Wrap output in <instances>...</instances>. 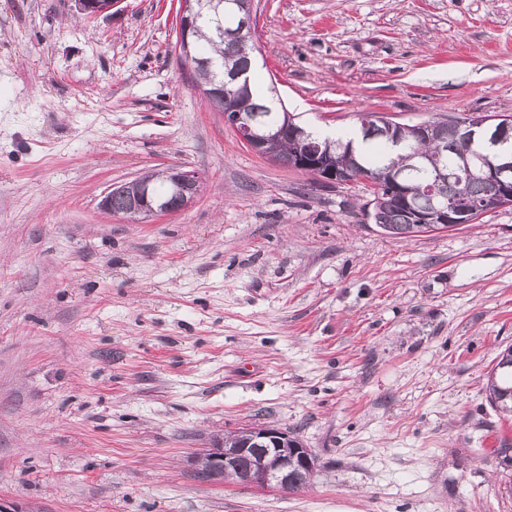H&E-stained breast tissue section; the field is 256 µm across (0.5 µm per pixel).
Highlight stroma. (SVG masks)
Segmentation results:
<instances>
[{
	"mask_svg": "<svg viewBox=\"0 0 512 512\" xmlns=\"http://www.w3.org/2000/svg\"><path fill=\"white\" fill-rule=\"evenodd\" d=\"M178 0H0V503L15 512H512V206L398 238L259 157L176 47ZM255 82L343 132L512 116V0H254ZM184 210H103L151 170ZM317 461L203 479L244 427ZM164 178L161 174H147L137 178L123 186L126 198L121 188L109 189L101 200V207L112 214L122 212L123 217H134L137 215L150 217L157 214L171 213L185 209L190 206L199 192V177L193 170H186L181 167H172L165 171ZM168 194L170 201H166ZM157 191V192H156ZM159 195H158V194ZM488 393L492 405L505 414H512V348L501 354L490 376Z\"/></svg>",
	"mask_w": 512,
	"mask_h": 512,
	"instance_id": "1",
	"label": "stroma"
}]
</instances>
